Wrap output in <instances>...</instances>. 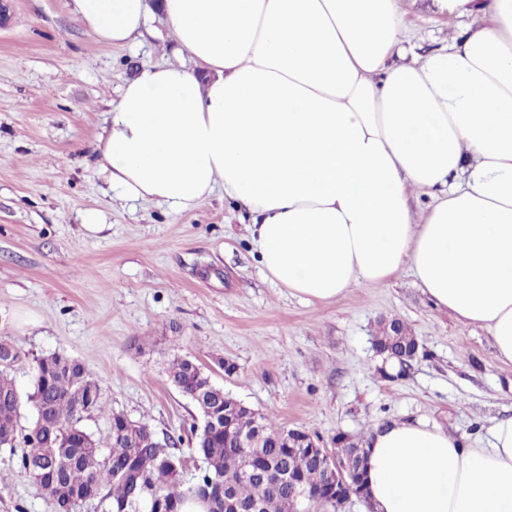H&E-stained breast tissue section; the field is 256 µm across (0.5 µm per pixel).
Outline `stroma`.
<instances>
[{
    "instance_id": "1",
    "label": "stroma",
    "mask_w": 512,
    "mask_h": 512,
    "mask_svg": "<svg viewBox=\"0 0 512 512\" xmlns=\"http://www.w3.org/2000/svg\"><path fill=\"white\" fill-rule=\"evenodd\" d=\"M0 3V336L22 350L11 372L20 393L35 358H76L108 410L177 436L191 470L202 464L189 431L201 413L168 380L176 355L326 448L340 433L362 440L417 419L478 447L512 416V365L409 273L310 303L266 276L248 214L223 195L182 213L111 200L94 146L112 104L142 65L175 58L157 0H148L149 33L124 47L97 42L66 0ZM399 9L416 53L472 25L437 0H399ZM86 210L102 213L97 230L82 224ZM395 318L420 343L404 370L375 349L379 322ZM20 454L0 448V512H49Z\"/></svg>"
}]
</instances>
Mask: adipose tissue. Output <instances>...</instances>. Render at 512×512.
I'll list each match as a JSON object with an SVG mask.
<instances>
[{"label":"adipose tissue","instance_id":"1","mask_svg":"<svg viewBox=\"0 0 512 512\" xmlns=\"http://www.w3.org/2000/svg\"><path fill=\"white\" fill-rule=\"evenodd\" d=\"M441 2L478 25L412 56L397 0H162L211 77L163 63L125 82L96 145L113 197L181 212L223 191L292 296L408 269L512 364V0ZM68 7L106 45L148 27L146 0ZM367 449L373 512H512V417L484 448L418 420Z\"/></svg>","mask_w":512,"mask_h":512}]
</instances>
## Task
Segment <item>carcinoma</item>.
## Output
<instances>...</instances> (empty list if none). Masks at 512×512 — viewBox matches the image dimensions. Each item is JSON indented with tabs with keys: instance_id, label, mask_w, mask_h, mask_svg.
Segmentation results:
<instances>
[{
	"instance_id": "carcinoma-1",
	"label": "carcinoma",
	"mask_w": 512,
	"mask_h": 512,
	"mask_svg": "<svg viewBox=\"0 0 512 512\" xmlns=\"http://www.w3.org/2000/svg\"><path fill=\"white\" fill-rule=\"evenodd\" d=\"M379 347L394 344L418 353L417 338L397 320L381 323L376 336ZM22 359L10 340L0 339V447L23 446L20 467L40 468L52 475L41 480L52 512H81L94 503L101 512H154L162 506L181 512L188 500L224 509V496L242 506L258 502L261 512H302L307 508L328 512L329 505L296 497L290 484L280 478L286 472L310 495L323 492L329 482L326 469L306 451L287 446L285 429L261 413L243 407L240 401L208 385L200 366L185 357H175L167 367L168 379L190 399L204 396L217 414L216 425L196 430L197 452L203 467L190 479L184 469L161 463L179 459L171 435L158 437L143 422L127 425L122 412L110 411L105 442L93 438L82 426L84 416L104 412L100 388L77 359L53 353L34 361L27 402L34 411L28 427L20 425L21 397L9 369ZM95 390L90 404L79 405L81 390ZM255 439L254 447L241 448L240 434Z\"/></svg>"
}]
</instances>
